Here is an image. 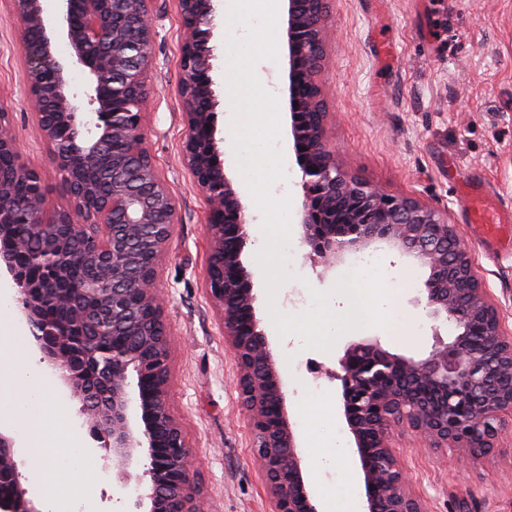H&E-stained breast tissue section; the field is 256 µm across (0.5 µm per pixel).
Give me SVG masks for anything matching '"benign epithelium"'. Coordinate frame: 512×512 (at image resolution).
Here are the masks:
<instances>
[{
	"label": "benign epithelium",
	"mask_w": 512,
	"mask_h": 512,
	"mask_svg": "<svg viewBox=\"0 0 512 512\" xmlns=\"http://www.w3.org/2000/svg\"><path fill=\"white\" fill-rule=\"evenodd\" d=\"M9 2L24 31L25 95L56 166L65 170L70 206L47 216L41 179L23 163L1 118L0 274L13 282L18 310L44 359L83 409L94 412L93 435L107 439L105 450L122 463L144 460L146 482L137 485L135 507L197 512L191 449L169 411V337L156 287L178 213L144 145L153 0H61L56 28L46 23L41 0ZM176 2L185 29L177 86L187 123L183 158L209 210L207 292L235 359L273 512H319L242 260L246 207L217 145L209 47L214 0ZM286 2L287 103L302 172L304 242L327 270L349 250L388 243L427 270L425 308L454 326L450 340L434 326L430 351L417 360L388 352L377 338L354 342L333 373L363 476L365 512H426L411 491L393 431L405 423L423 446L449 443L463 463L480 461L512 420V330L447 213L390 194L336 163L319 82L328 0ZM59 31L72 48L69 64L53 52ZM71 64L89 75L88 120L67 90ZM127 138L139 145L134 160L117 148ZM27 180L31 192L17 194V184ZM20 224L39 240L35 249ZM21 252L40 277L30 278ZM77 262L87 271L80 281L72 275ZM477 326L487 335L482 347L471 341ZM108 334L110 348L101 342ZM15 448V437L0 431V512H40L20 482Z\"/></svg>",
	"instance_id": "benign-epithelium-1"
}]
</instances>
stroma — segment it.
Masks as SVG:
<instances>
[{
    "mask_svg": "<svg viewBox=\"0 0 512 512\" xmlns=\"http://www.w3.org/2000/svg\"><path fill=\"white\" fill-rule=\"evenodd\" d=\"M155 63L149 78L145 142L174 197L178 222L162 260L158 291L165 299L171 354L170 412L193 452L201 512H271L255 464L248 413L233 356L206 289L208 206L182 156L186 120L177 95L184 28L174 0H154ZM324 24L331 34L320 81L325 90L329 148L349 173L385 191L444 209L456 225L477 276L512 326V250L474 236L456 190L466 178L512 209V0H330ZM22 27L0 0V111L6 112L22 160L35 170L48 211L69 206L23 93ZM370 253L390 272H409L401 302L416 326L412 337L381 335L391 353L420 358L432 344L433 322L419 299L426 270L385 244ZM352 258L324 271L305 242L287 265L283 309L305 311L310 289L328 290ZM351 330L332 349L278 347L287 382L289 414L299 417V392L310 407L332 417L352 442L339 407L337 370L347 345L365 339ZM395 444L427 512H512V430L478 467L461 468L454 448H422L407 426ZM100 478L98 512H131L135 486L121 488L118 471L137 476L143 463L106 462L99 441L88 439Z\"/></svg>",
    "mask_w": 512,
    "mask_h": 512,
    "instance_id": "35a3bbf8",
    "label": "stroma"
}]
</instances>
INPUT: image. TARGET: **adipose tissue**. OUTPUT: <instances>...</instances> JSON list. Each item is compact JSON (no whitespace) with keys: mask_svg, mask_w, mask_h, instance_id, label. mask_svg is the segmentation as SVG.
<instances>
[{"mask_svg":"<svg viewBox=\"0 0 512 512\" xmlns=\"http://www.w3.org/2000/svg\"><path fill=\"white\" fill-rule=\"evenodd\" d=\"M301 422L307 439L316 441L312 451L313 484L317 494L323 499L330 512H357V488L354 484L332 487L327 473L337 458L348 457L346 448L339 445L338 439L330 430L324 429L321 421L312 413L301 415Z\"/></svg>","mask_w":512,"mask_h":512,"instance_id":"ef3b65f1","label":"adipose tissue"}]
</instances>
